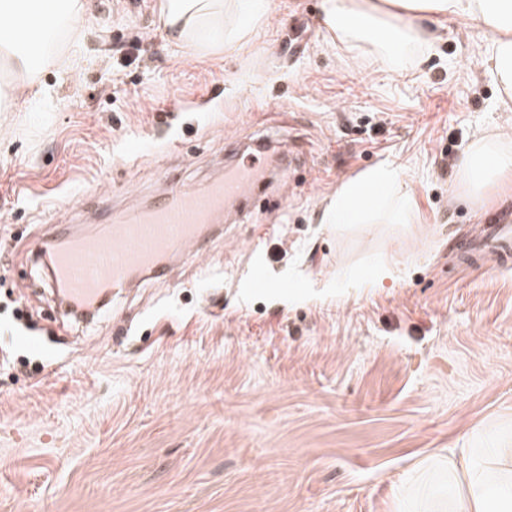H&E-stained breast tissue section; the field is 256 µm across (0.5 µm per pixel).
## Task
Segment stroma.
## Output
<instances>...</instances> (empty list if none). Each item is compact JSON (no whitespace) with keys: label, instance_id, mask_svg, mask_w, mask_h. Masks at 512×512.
Here are the masks:
<instances>
[{"label":"stroma","instance_id":"35a3bbf8","mask_svg":"<svg viewBox=\"0 0 512 512\" xmlns=\"http://www.w3.org/2000/svg\"><path fill=\"white\" fill-rule=\"evenodd\" d=\"M322 2L264 0L203 52L155 0H93L82 65L42 74L52 111L0 112V512H399L438 449L512 440V258L461 246L512 213V172L477 196L455 178L512 130L490 35L447 20L431 53H352ZM257 138L294 162L252 212L98 321L61 315L34 252L98 233L97 191L118 212L201 187ZM383 165L413 223H324Z\"/></svg>","mask_w":512,"mask_h":512}]
</instances>
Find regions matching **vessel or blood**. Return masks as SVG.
<instances>
[{"label": "vessel or blood", "instance_id": "b4317fda", "mask_svg": "<svg viewBox=\"0 0 512 512\" xmlns=\"http://www.w3.org/2000/svg\"><path fill=\"white\" fill-rule=\"evenodd\" d=\"M282 168L237 166L205 188L165 184L154 205L129 212L123 223L101 234L74 239L56 249L53 283L73 308L95 311L105 293L129 288L138 274L152 275L188 248L199 247L203 230L221 220L230 203L248 206L257 191L277 181ZM471 250L512 253V221L496 222L492 233L469 241Z\"/></svg>", "mask_w": 512, "mask_h": 512}]
</instances>
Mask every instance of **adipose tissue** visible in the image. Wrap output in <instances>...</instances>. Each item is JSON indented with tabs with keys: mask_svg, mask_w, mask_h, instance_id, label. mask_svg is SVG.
<instances>
[{
	"mask_svg": "<svg viewBox=\"0 0 512 512\" xmlns=\"http://www.w3.org/2000/svg\"><path fill=\"white\" fill-rule=\"evenodd\" d=\"M260 18V0H157L159 21L173 39L208 50L224 45V11ZM92 0H0V55L17 77L16 98L25 106L49 110L51 90L37 76L46 62L45 48L61 30L71 31L61 68L79 66V39L74 31L90 16ZM324 27L332 39L357 47L371 34L398 55L410 46L432 51L435 37L423 19H469L490 35L486 65L505 93L502 107L512 106V0H324ZM512 171V135L487 132L460 161L462 186L480 193ZM398 169L381 166L342 184L325 218L331 224H360L374 196L411 223L413 204L398 194ZM412 512H512V448H452L432 455L413 483Z\"/></svg>",
	"mask_w": 512,
	"mask_h": 512,
	"instance_id": "ef3b65f1",
	"label": "adipose tissue"
}]
</instances>
